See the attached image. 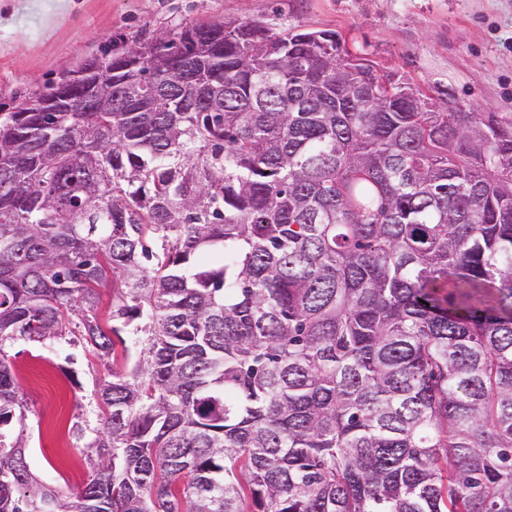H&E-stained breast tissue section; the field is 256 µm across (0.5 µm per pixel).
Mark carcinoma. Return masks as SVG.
<instances>
[{"instance_id": "carcinoma-1", "label": "carcinoma", "mask_w": 512, "mask_h": 512, "mask_svg": "<svg viewBox=\"0 0 512 512\" xmlns=\"http://www.w3.org/2000/svg\"><path fill=\"white\" fill-rule=\"evenodd\" d=\"M228 19L113 42L105 112L0 113V345L140 349L76 495L0 348V512H512V121Z\"/></svg>"}]
</instances>
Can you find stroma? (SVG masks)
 <instances>
[{
  "label": "stroma",
  "mask_w": 512,
  "mask_h": 512,
  "mask_svg": "<svg viewBox=\"0 0 512 512\" xmlns=\"http://www.w3.org/2000/svg\"><path fill=\"white\" fill-rule=\"evenodd\" d=\"M229 18L275 32H338L348 51L433 102L512 117V0H0V104L46 90L113 37ZM135 342L123 334L111 363L76 336L0 346L25 406L30 468L42 481L67 493L84 487L88 450L72 426L96 425L95 391Z\"/></svg>",
  "instance_id": "stroma-1"
}]
</instances>
